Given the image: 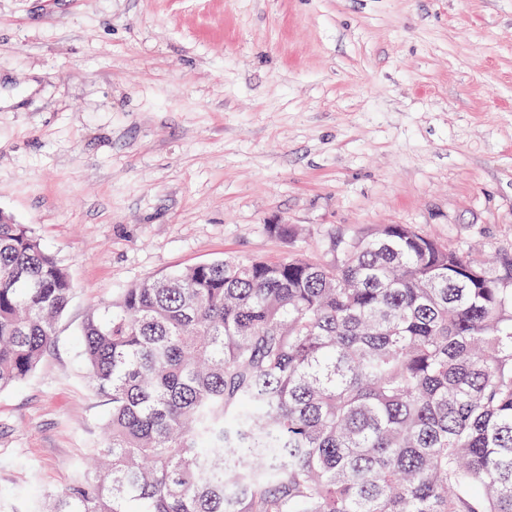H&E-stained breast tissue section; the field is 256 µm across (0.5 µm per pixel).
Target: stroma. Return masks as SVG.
<instances>
[{"label":"stroma","instance_id":"35a3bbf8","mask_svg":"<svg viewBox=\"0 0 512 512\" xmlns=\"http://www.w3.org/2000/svg\"><path fill=\"white\" fill-rule=\"evenodd\" d=\"M0 212L73 287L0 390V512H34L103 439L78 340L131 284L374 224L512 248V0H0Z\"/></svg>","mask_w":512,"mask_h":512}]
</instances>
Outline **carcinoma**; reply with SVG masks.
I'll return each mask as SVG.
<instances>
[{"instance_id": "cac0c4a2", "label": "carcinoma", "mask_w": 512, "mask_h": 512, "mask_svg": "<svg viewBox=\"0 0 512 512\" xmlns=\"http://www.w3.org/2000/svg\"><path fill=\"white\" fill-rule=\"evenodd\" d=\"M331 259H217L126 288L81 330L111 411L100 471L47 512H512V250L409 224ZM0 212V390L69 305Z\"/></svg>"}]
</instances>
